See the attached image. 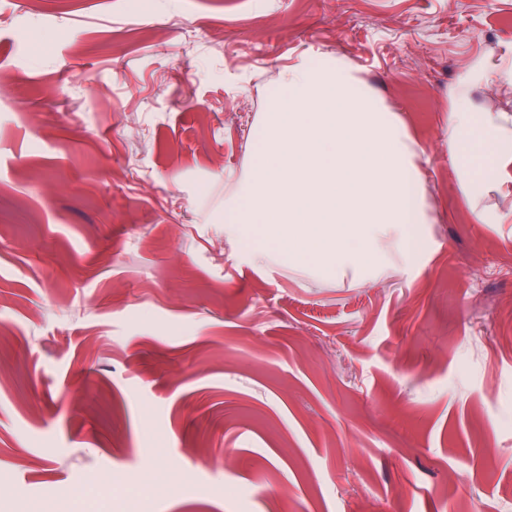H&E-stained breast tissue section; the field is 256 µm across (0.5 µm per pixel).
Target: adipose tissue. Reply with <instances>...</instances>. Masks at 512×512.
<instances>
[{
	"mask_svg": "<svg viewBox=\"0 0 512 512\" xmlns=\"http://www.w3.org/2000/svg\"><path fill=\"white\" fill-rule=\"evenodd\" d=\"M472 116L469 112L457 110L448 115V151L459 167L463 178H470L472 166H479L482 172H490L506 158L512 144L505 140H492L486 133L499 129V118L487 112L482 117V132H473L469 143H462L460 134L471 129Z\"/></svg>",
	"mask_w": 512,
	"mask_h": 512,
	"instance_id": "ef3b65f1",
	"label": "adipose tissue"
}]
</instances>
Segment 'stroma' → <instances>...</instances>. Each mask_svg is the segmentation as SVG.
Segmentation results:
<instances>
[{
	"label": "stroma",
	"mask_w": 512,
	"mask_h": 512,
	"mask_svg": "<svg viewBox=\"0 0 512 512\" xmlns=\"http://www.w3.org/2000/svg\"><path fill=\"white\" fill-rule=\"evenodd\" d=\"M508 16L0 0V512H512V161L467 189L447 144L457 109L512 134ZM326 55L426 188V241L368 284L224 235L281 74Z\"/></svg>",
	"instance_id": "1"
}]
</instances>
